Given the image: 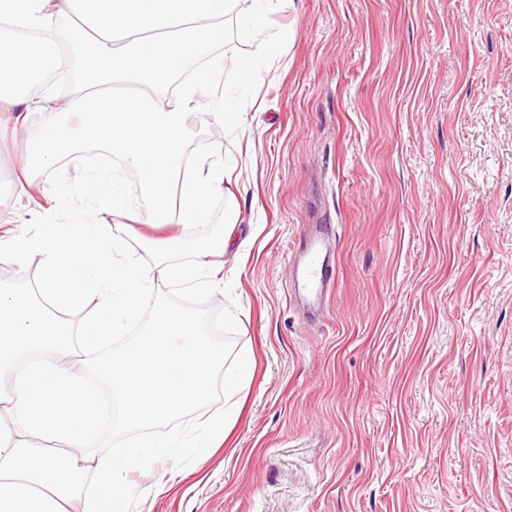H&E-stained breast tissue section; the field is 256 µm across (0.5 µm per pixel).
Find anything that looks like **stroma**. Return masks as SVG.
Returning <instances> with one entry per match:
<instances>
[{
  "label": "stroma",
  "instance_id": "1",
  "mask_svg": "<svg viewBox=\"0 0 512 512\" xmlns=\"http://www.w3.org/2000/svg\"><path fill=\"white\" fill-rule=\"evenodd\" d=\"M245 130L191 125L234 180L223 293L161 298L249 347L222 447L129 473L126 512H512V0H291ZM0 141V219L24 226ZM336 283L288 294L309 234Z\"/></svg>",
  "mask_w": 512,
  "mask_h": 512
}]
</instances>
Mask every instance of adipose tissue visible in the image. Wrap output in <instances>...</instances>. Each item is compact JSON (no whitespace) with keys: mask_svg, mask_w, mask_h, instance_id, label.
Wrapping results in <instances>:
<instances>
[{"mask_svg":"<svg viewBox=\"0 0 512 512\" xmlns=\"http://www.w3.org/2000/svg\"><path fill=\"white\" fill-rule=\"evenodd\" d=\"M0 0V106L20 107L19 121L41 114L20 145L17 178L27 193L35 174L61 167L77 183L49 191L50 215L35 233L0 234V256H39L35 287H0V512H67L88 470L97 487L87 512H122L129 472L173 459L176 437L158 425L209 398L224 377V409L190 441L199 452L220 447L237 417V396L253 366L239 350L225 368L226 349L211 344L197 317L161 302L162 289L213 291L225 279L215 260L233 245L232 224L214 228L211 204L230 180L227 169L190 163L187 122L243 125L245 108L226 93L219 48L224 16L257 43L239 70L240 86L260 78L272 57L270 13L288 0ZM75 24L79 78L65 108H57L52 75L66 55L54 21ZM92 142L120 158L121 169L92 166L82 145ZM139 177L154 224L193 228L192 237L127 242L140 213L125 170ZM80 314L70 324V314ZM141 325L138 338L114 350L113 337ZM94 360L110 394L89 389L68 367L71 357ZM134 431L122 454L97 458L88 449L102 427Z\"/></svg>","mask_w":512,"mask_h":512,"instance_id":"ef3b65f1","label":"adipose tissue"}]
</instances>
